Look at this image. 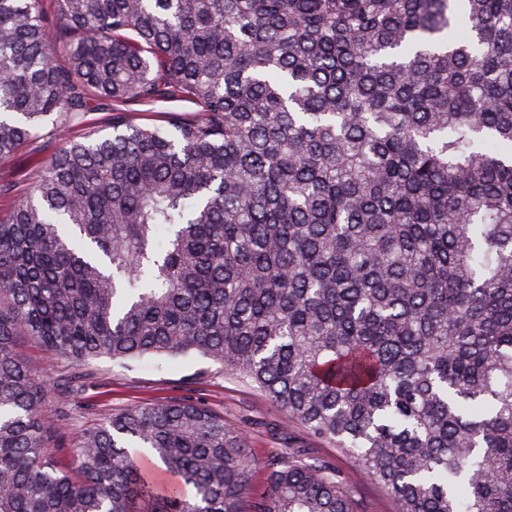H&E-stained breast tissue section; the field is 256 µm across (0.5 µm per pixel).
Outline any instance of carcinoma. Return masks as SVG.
<instances>
[{"instance_id": "cac0c4a2", "label": "carcinoma", "mask_w": 512, "mask_h": 512, "mask_svg": "<svg viewBox=\"0 0 512 512\" xmlns=\"http://www.w3.org/2000/svg\"><path fill=\"white\" fill-rule=\"evenodd\" d=\"M0 0V157L65 141L0 222V512H359L292 443L186 399L51 458L13 350L197 351L400 512H512V0ZM66 57V64L58 62ZM97 98L112 135L67 138ZM199 110L144 126L123 106Z\"/></svg>"}]
</instances>
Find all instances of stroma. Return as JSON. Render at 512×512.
<instances>
[{"mask_svg":"<svg viewBox=\"0 0 512 512\" xmlns=\"http://www.w3.org/2000/svg\"><path fill=\"white\" fill-rule=\"evenodd\" d=\"M57 147L47 124L15 156L0 159V178L12 185L11 194L0 197L1 221L9 218L15 202L27 196ZM15 349L29 367L55 383L42 409L44 421L53 429L55 458L72 461L81 436L109 414L188 399L206 404L245 434L256 468L251 496L266 492L268 463L293 440L354 491L361 512H399L390 490L367 477L355 459L311 437L301 426L285 427L281 412L255 384L225 372L222 363L199 353L152 355L120 365L108 357L75 363L26 338L18 339Z\"/></svg>","mask_w":512,"mask_h":512,"instance_id":"obj_1","label":"stroma"}]
</instances>
